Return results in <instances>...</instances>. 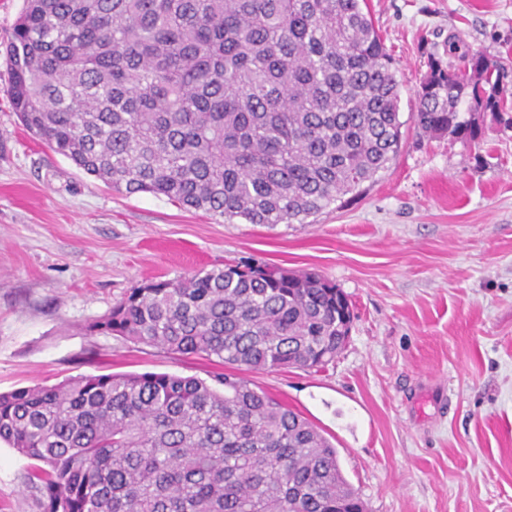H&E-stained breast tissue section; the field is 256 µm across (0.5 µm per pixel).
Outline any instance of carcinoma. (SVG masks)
<instances>
[{
  "label": "carcinoma",
  "mask_w": 512,
  "mask_h": 512,
  "mask_svg": "<svg viewBox=\"0 0 512 512\" xmlns=\"http://www.w3.org/2000/svg\"><path fill=\"white\" fill-rule=\"evenodd\" d=\"M6 93L87 174L215 219L304 224L397 156L402 80L367 0H24ZM436 53L420 135L477 139L504 68ZM469 118L463 117V111ZM347 296L312 271L224 263L147 281L91 333L231 371L79 375L0 393V441L31 460L37 512H363L321 430L240 375L318 372Z\"/></svg>",
  "instance_id": "obj_1"
}]
</instances>
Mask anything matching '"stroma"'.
Masks as SVG:
<instances>
[{
    "label": "stroma",
    "mask_w": 512,
    "mask_h": 512,
    "mask_svg": "<svg viewBox=\"0 0 512 512\" xmlns=\"http://www.w3.org/2000/svg\"><path fill=\"white\" fill-rule=\"evenodd\" d=\"M404 76L401 149L311 224L227 223L108 188L32 138L4 52L23 0H0V393L82 374L208 378L217 362L92 335L130 288L228 260L313 270L352 304L319 373L246 377L335 446L366 512H512V128L479 113L465 143L408 118L426 53L459 34L512 75V0H368ZM29 461L0 442V512H36Z\"/></svg>",
    "instance_id": "stroma-1"
}]
</instances>
